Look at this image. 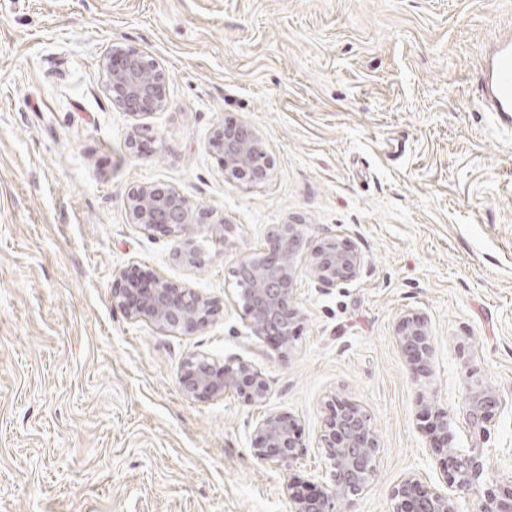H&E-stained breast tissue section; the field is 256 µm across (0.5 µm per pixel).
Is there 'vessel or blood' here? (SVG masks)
Here are the masks:
<instances>
[{
	"label": "vessel or blood",
	"instance_id": "b4317fda",
	"mask_svg": "<svg viewBox=\"0 0 512 512\" xmlns=\"http://www.w3.org/2000/svg\"><path fill=\"white\" fill-rule=\"evenodd\" d=\"M485 111L512 114V34L501 35L483 53Z\"/></svg>",
	"mask_w": 512,
	"mask_h": 512
}]
</instances>
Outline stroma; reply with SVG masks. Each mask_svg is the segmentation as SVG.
<instances>
[{
	"label": "stroma",
	"instance_id": "1",
	"mask_svg": "<svg viewBox=\"0 0 512 512\" xmlns=\"http://www.w3.org/2000/svg\"><path fill=\"white\" fill-rule=\"evenodd\" d=\"M512 0H0V512H290L285 489L330 483L333 400L360 405L380 448L357 512H392L411 474L452 487L426 431L448 414L478 487L512 483V116L483 111V44ZM135 49L166 74L138 120L112 102L103 59ZM246 122L268 180H225L213 129ZM179 191L233 227L189 236L133 224L129 191ZM302 257L339 234L359 276L329 291L301 266L289 353L255 337L232 270L277 224ZM202 263H182L186 241ZM213 299L205 327L167 332L112 303L121 272ZM427 318L429 372L399 319ZM250 362L265 402L186 397L185 358ZM493 388L482 428L468 399ZM294 418L304 455L258 462L254 427ZM396 341L417 372H428L434 356V339L425 317L416 312L404 315L398 322Z\"/></svg>",
	"mask_w": 512,
	"mask_h": 512
}]
</instances>
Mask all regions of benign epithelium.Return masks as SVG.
Wrapping results in <instances>:
<instances>
[{
	"label": "benign epithelium",
	"mask_w": 512,
	"mask_h": 512,
	"mask_svg": "<svg viewBox=\"0 0 512 512\" xmlns=\"http://www.w3.org/2000/svg\"><path fill=\"white\" fill-rule=\"evenodd\" d=\"M105 67L113 102L137 118L154 113L162 102L164 73L151 60L134 50L107 57ZM214 147L224 164V178L250 184L264 182L272 168L270 156L258 133L247 123L221 125L214 130ZM133 223L145 231L160 230L180 235L195 224L208 223L205 212L194 213L176 191L141 185L128 193ZM303 237L297 224H277L268 232L259 252L245 254L236 262V284L244 303V315L255 336L273 341L288 353L297 336L299 313L294 305V286L299 274L298 256ZM358 251L338 235L324 238L311 255V268L323 289L338 288L360 273ZM112 301L129 317L147 319L161 329L195 330L206 326L219 308L212 299L192 288L178 289L167 279L144 280L124 275L113 286ZM396 341L418 372L430 370L434 339L425 317L416 312L398 322ZM183 393L203 401L233 392L249 404L262 403L269 394L267 378L250 363L240 360L218 366L202 354L189 355L183 364ZM488 389L466 412L471 426L482 424L485 412L495 406ZM429 432L437 447L446 450L454 482L471 490L483 474V464L474 456L459 454L448 446V414L430 416ZM322 440L329 448L333 483L313 492L289 494L292 512H335L343 501L346 512H355L356 496L373 479L380 448L366 412L357 404L341 403L326 425ZM294 420L288 414H270L254 427V455L264 463L287 468L304 453ZM392 512H457L455 496L416 475L404 479L393 492ZM477 512H512V485L488 489L477 502Z\"/></svg>",
	"instance_id": "benign-epithelium-1"
}]
</instances>
